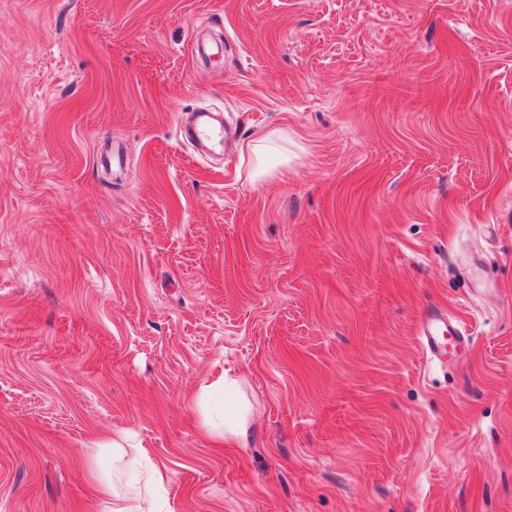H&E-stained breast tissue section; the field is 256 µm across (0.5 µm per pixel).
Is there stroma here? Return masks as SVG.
Returning <instances> with one entry per match:
<instances>
[{
  "instance_id": "obj_1",
  "label": "stroma",
  "mask_w": 512,
  "mask_h": 512,
  "mask_svg": "<svg viewBox=\"0 0 512 512\" xmlns=\"http://www.w3.org/2000/svg\"><path fill=\"white\" fill-rule=\"evenodd\" d=\"M119 432L163 512H512V0H0V512ZM254 145L248 144L247 149L253 155V163L249 172L252 183H260L274 173L270 161L275 159L278 166L288 167V130L275 129L258 140ZM419 335L426 349L433 357L447 353L448 345H454L455 351L465 354L471 346V338L459 325L448 320V315L439 309L425 313L419 323Z\"/></svg>"
}]
</instances>
